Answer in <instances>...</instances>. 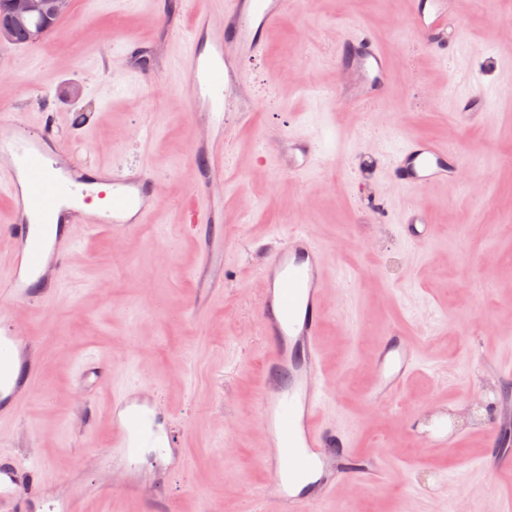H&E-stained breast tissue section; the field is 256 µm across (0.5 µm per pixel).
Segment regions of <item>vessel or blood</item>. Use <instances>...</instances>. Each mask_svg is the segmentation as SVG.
<instances>
[{
    "instance_id": "vessel-or-blood-1",
    "label": "vessel or blood",
    "mask_w": 512,
    "mask_h": 512,
    "mask_svg": "<svg viewBox=\"0 0 512 512\" xmlns=\"http://www.w3.org/2000/svg\"><path fill=\"white\" fill-rule=\"evenodd\" d=\"M295 0H224L223 19L181 0L170 13L173 26L187 27L179 56L187 78L194 128L190 160L194 173L185 221L194 235L200 262L193 273L194 309L201 310L224 293V198L215 187L232 179L225 146L234 129L252 123L257 100L246 77L248 63L263 54L267 37ZM451 0H411L414 32L427 49L448 56ZM339 81L336 95L357 111L379 102L396 71L388 51L366 28L353 27L336 47ZM462 124L485 118L479 91L454 97ZM260 156L294 177L308 175L316 163L313 141L299 133L269 135ZM389 173L410 192L461 181L466 170L452 146L429 139H406L391 157ZM0 188L11 197L6 238L9 264L0 272V428L10 425L29 398L39 358L26 324L13 320L10 304L48 306L76 258L78 227L108 230L123 237L151 223L161 192L150 170L141 165L86 164L61 152L58 123L46 113L27 121L0 115ZM402 230L413 244L430 241L435 227L417 206L404 210ZM258 315L267 340L264 379L257 410L266 449L263 470L271 480L262 490L261 512H310L330 498L337 486L358 490L382 486L388 468L382 452L358 455L351 437L331 424L325 410L334 395L323 373L320 336L326 318L329 267L309 227L294 225L263 243ZM370 404L393 401L422 364L418 349L399 327H392L371 352ZM77 377L87 394L112 378V365L83 360ZM112 458L130 467L136 449L158 433V419L137 391L112 390ZM512 419L496 414L486 454L500 453L501 436ZM45 486L42 470L23 466L0 453V512H31Z\"/></svg>"
}]
</instances>
